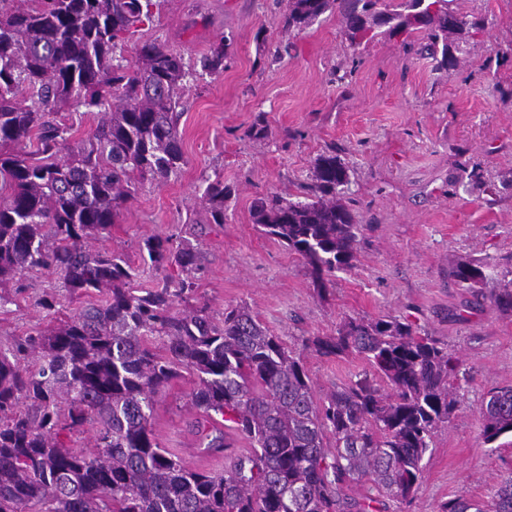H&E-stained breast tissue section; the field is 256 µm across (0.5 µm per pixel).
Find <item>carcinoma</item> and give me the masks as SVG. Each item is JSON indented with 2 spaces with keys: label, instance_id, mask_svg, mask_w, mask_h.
Here are the masks:
<instances>
[{
  "label": "carcinoma",
  "instance_id": "1",
  "mask_svg": "<svg viewBox=\"0 0 512 512\" xmlns=\"http://www.w3.org/2000/svg\"><path fill=\"white\" fill-rule=\"evenodd\" d=\"M162 2L0 0V285L52 272L72 298L105 294L68 319L57 317L58 298L38 297L51 325L0 351V512H387L386 501L414 495L434 432L453 409L448 379L459 360L447 348L396 317L349 318L311 344L327 358L357 353L369 372L318 400L301 357L247 308H225L219 324L205 307L175 309L195 291L200 253L190 241L142 240L143 263L185 273L145 290L133 287L136 270L123 254L84 247L110 234L139 180L162 182L184 164L183 58L155 42L141 44L132 65L116 58ZM334 2L288 0V25H306ZM447 2L405 0L409 13L377 15L371 0H342V13L355 42L375 26L413 31L409 16L436 7L421 27L424 49L452 68L448 38L477 23L452 19ZM225 48L223 38L214 43L202 68L222 72ZM69 105L102 114L76 149L51 119ZM347 180L340 160L322 154L305 200L271 195L253 205L254 223L320 282L356 260L361 225L336 200ZM229 196L224 181L207 184L213 223H224ZM452 276L464 288L496 285V309L512 312V256L463 260ZM182 368L197 377L194 427L203 451L224 457L222 472L187 468L154 436L155 397ZM481 413L486 443L512 434V387L490 392ZM87 423L97 425L93 447L62 442V432ZM226 428L249 441L247 453L229 452ZM358 482L376 494L348 497ZM441 512H512V478L487 506L454 499Z\"/></svg>",
  "mask_w": 512,
  "mask_h": 512
}]
</instances>
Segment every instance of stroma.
<instances>
[{"instance_id": "35a3bbf8", "label": "stroma", "mask_w": 512, "mask_h": 512, "mask_svg": "<svg viewBox=\"0 0 512 512\" xmlns=\"http://www.w3.org/2000/svg\"><path fill=\"white\" fill-rule=\"evenodd\" d=\"M459 17L482 22L445 70L425 39L374 28L351 44L340 6L303 28L288 26L287 0H164L159 14L123 51L154 42L197 63L221 38L231 44L221 74L197 73L181 94L184 163L165 183L144 182L98 249L124 254L135 287L160 272L142 263L144 237L172 234L201 253L190 306L213 316L245 306L300 355L314 395L364 376L357 354L327 358L307 348L349 318L397 316L459 358L449 380L455 407L426 453L411 504L389 512H439L464 498L490 501L512 478V438L485 443L488 392L512 386V313L493 305L492 288L471 291L452 277L465 259L512 254V0H451ZM335 152L347 169L340 195L361 224L356 261L316 283L305 260L252 219L261 196L304 199L316 158ZM223 179L231 194L214 224L202 199ZM24 294L0 307V348L45 330L35 300L52 294L61 317L88 298L70 299L50 273L25 278ZM196 378L182 371L154 404L152 429L186 466L220 470L189 425Z\"/></svg>"}]
</instances>
